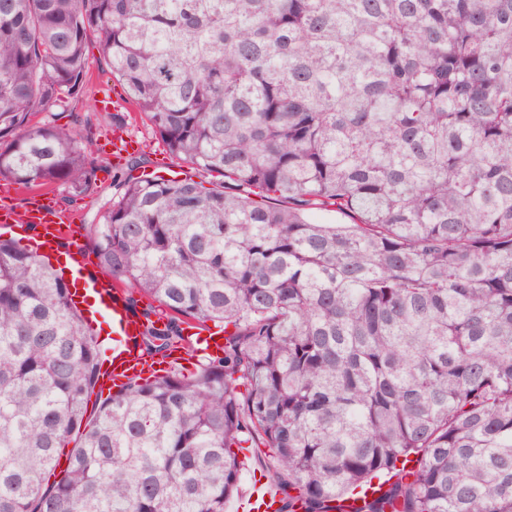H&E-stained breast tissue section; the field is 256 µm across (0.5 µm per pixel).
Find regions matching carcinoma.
Instances as JSON below:
<instances>
[{"mask_svg":"<svg viewBox=\"0 0 512 512\" xmlns=\"http://www.w3.org/2000/svg\"><path fill=\"white\" fill-rule=\"evenodd\" d=\"M92 39L212 177L128 160L100 273L151 299L146 356L190 321L224 351L90 411L97 334L0 239V512H224L246 444L279 512H512V0H0V180L97 188L31 120L83 96Z\"/></svg>","mask_w":512,"mask_h":512,"instance_id":"cac0c4a2","label":"carcinoma"}]
</instances>
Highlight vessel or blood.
<instances>
[{
    "mask_svg": "<svg viewBox=\"0 0 512 512\" xmlns=\"http://www.w3.org/2000/svg\"><path fill=\"white\" fill-rule=\"evenodd\" d=\"M24 221L38 229V250L59 252L63 266L71 275L72 285L82 287L86 294L94 296L93 314L107 315L112 324V336L106 349L108 361L102 368L100 388L115 391L130 378L157 374L154 361L140 352L144 330L140 316L129 310L121 289L112 286L105 277L86 273L83 245L75 233L71 217L36 200ZM183 334L186 343L194 345L198 355L215 356L223 351L222 334L199 329L194 324L185 327Z\"/></svg>",
    "mask_w": 512,
    "mask_h": 512,
    "instance_id": "1",
    "label": "vessel or blood"
}]
</instances>
